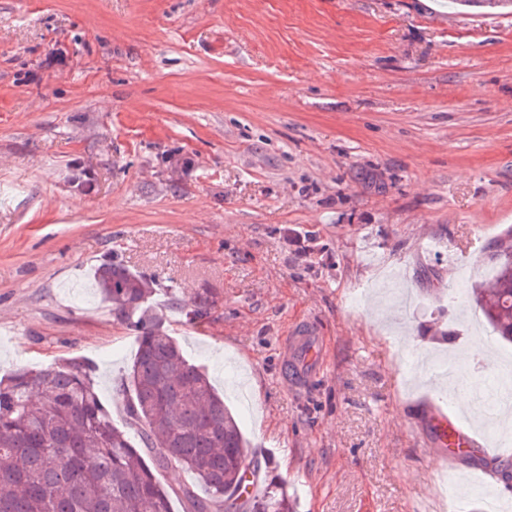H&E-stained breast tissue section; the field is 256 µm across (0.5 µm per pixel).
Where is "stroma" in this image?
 <instances>
[{"label":"stroma","mask_w":512,"mask_h":512,"mask_svg":"<svg viewBox=\"0 0 512 512\" xmlns=\"http://www.w3.org/2000/svg\"><path fill=\"white\" fill-rule=\"evenodd\" d=\"M511 226L510 9L0 0V376L85 358L123 423L136 338L87 287L117 252L296 512H420L470 474L405 359L456 356L469 390L512 359L468 291ZM204 290L210 317L170 309ZM302 323L325 360L294 383Z\"/></svg>","instance_id":"stroma-1"}]
</instances>
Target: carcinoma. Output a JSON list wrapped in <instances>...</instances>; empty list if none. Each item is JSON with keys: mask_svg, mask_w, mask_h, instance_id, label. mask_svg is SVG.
<instances>
[{"mask_svg": "<svg viewBox=\"0 0 512 512\" xmlns=\"http://www.w3.org/2000/svg\"><path fill=\"white\" fill-rule=\"evenodd\" d=\"M491 278L473 289L493 334L512 343V228L485 252ZM95 287L112 316L138 333V350L122 379L125 426L113 424L102 403L94 367L72 357L0 379V512H293L282 485L268 483L245 498L243 474L271 469L248 457V441L204 366L188 358L152 303L154 278L113 252L96 267ZM219 303L204 291L174 304L187 320L208 317ZM491 466L504 483L512 461ZM191 472L206 489L168 487L158 475Z\"/></svg>", "mask_w": 512, "mask_h": 512, "instance_id": "carcinoma-1", "label": "carcinoma"}]
</instances>
